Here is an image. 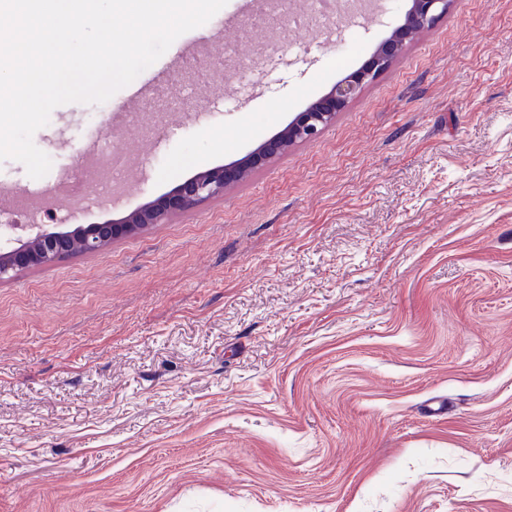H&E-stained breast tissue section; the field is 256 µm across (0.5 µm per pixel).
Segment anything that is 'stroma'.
Listing matches in <instances>:
<instances>
[{"mask_svg": "<svg viewBox=\"0 0 512 512\" xmlns=\"http://www.w3.org/2000/svg\"><path fill=\"white\" fill-rule=\"evenodd\" d=\"M228 0L134 81L56 107L35 145L137 173L1 224L118 220L245 158L388 37ZM222 48L187 57L206 35ZM0 512H512V0H451L318 138L103 251L0 283Z\"/></svg>", "mask_w": 512, "mask_h": 512, "instance_id": "35a3bbf8", "label": "stroma"}]
</instances>
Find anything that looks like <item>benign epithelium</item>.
I'll return each instance as SVG.
<instances>
[{"label": "benign epithelium", "instance_id": "benign-epithelium-1", "mask_svg": "<svg viewBox=\"0 0 512 512\" xmlns=\"http://www.w3.org/2000/svg\"><path fill=\"white\" fill-rule=\"evenodd\" d=\"M450 2L411 0V7L397 36L384 42L364 68L336 84L328 94L299 113L287 127L252 151L240 164L199 172L186 179L175 191L137 207L119 222L108 220L89 225L76 237L81 241V247L76 249L73 248L76 238L54 228H42L20 246L0 251V282L11 280L26 269L51 265L74 253L100 251L112 240L133 235L152 224H165L173 217L222 195L227 186L242 180L250 171L266 165L289 145L315 139L335 122L337 113L347 106L368 81L390 66L407 41L434 26L448 14Z\"/></svg>", "mask_w": 512, "mask_h": 512}]
</instances>
